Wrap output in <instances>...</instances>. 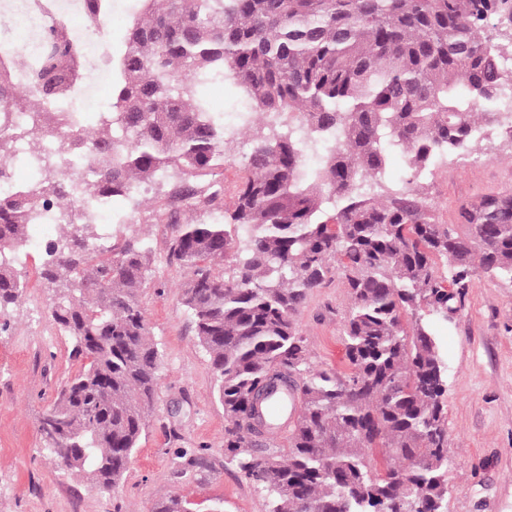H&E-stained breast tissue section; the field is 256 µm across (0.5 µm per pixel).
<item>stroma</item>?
Wrapping results in <instances>:
<instances>
[{"mask_svg": "<svg viewBox=\"0 0 512 512\" xmlns=\"http://www.w3.org/2000/svg\"><path fill=\"white\" fill-rule=\"evenodd\" d=\"M253 132L227 137L216 179L232 193L243 174ZM512 194V138L497 134L478 157L453 160L430 176L425 200L439 223H460L463 209L490 195ZM145 195L135 231L152 248L139 301L163 364L155 410L119 484L89 489L85 478L47 456L39 421L80 369L72 342L51 317L55 293L39 276L40 246L26 245L23 293L0 314V512H154L156 503L182 495L202 512H268L266 493L224 458V409L216 375L194 334L180 285L188 271L170 257L177 225ZM350 297L344 280L329 274L297 315L316 369L347 368L344 320ZM448 364V497L446 512H512V282L477 272L455 313L433 325ZM201 456L181 471L175 455Z\"/></svg>", "mask_w": 512, "mask_h": 512, "instance_id": "35a3bbf8", "label": "stroma"}]
</instances>
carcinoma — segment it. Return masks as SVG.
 I'll return each instance as SVG.
<instances>
[{
    "label": "carcinoma",
    "mask_w": 512,
    "mask_h": 512,
    "mask_svg": "<svg viewBox=\"0 0 512 512\" xmlns=\"http://www.w3.org/2000/svg\"><path fill=\"white\" fill-rule=\"evenodd\" d=\"M94 19L111 0H84ZM112 48V99L88 131L63 108L86 68L75 33L47 25L19 90L0 52V311L25 282L16 252L32 212L63 226L44 244L40 277L51 316L87 361L48 410L69 438L45 451L109 490L128 470L160 386L161 355L138 301L151 250L136 233L99 252L100 214L155 189L179 223L192 200L211 220L183 224L171 255L190 275L181 301L195 322L224 407V456L269 499L268 512H444L448 494V367L429 329L448 319L476 270L512 282V196L440 224L421 179L512 124L500 103L512 57V0H135ZM502 30L505 41L485 36ZM229 82L266 122L246 176L224 209V113L208 88ZM31 113L17 123L12 112ZM403 148L412 178L383 181L385 143ZM25 143L35 176L14 184L7 161ZM322 146L320 165L304 155ZM89 187L76 195L78 182ZM229 262L231 276L217 266ZM448 267L440 275L438 262ZM352 305L348 372L310 367L296 314L331 270ZM294 377L288 448L253 398ZM155 512H196L169 496Z\"/></svg>",
    "instance_id": "carcinoma-1"
}]
</instances>
